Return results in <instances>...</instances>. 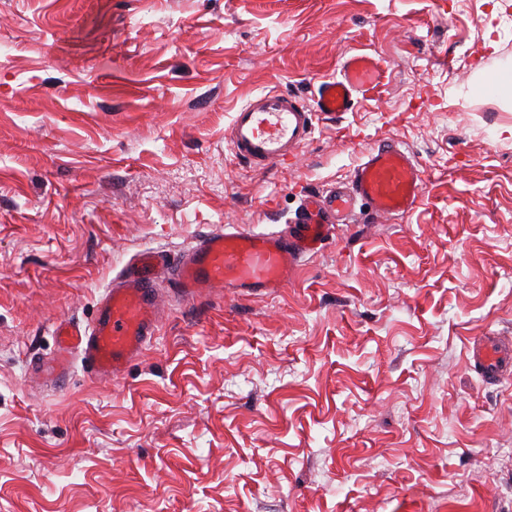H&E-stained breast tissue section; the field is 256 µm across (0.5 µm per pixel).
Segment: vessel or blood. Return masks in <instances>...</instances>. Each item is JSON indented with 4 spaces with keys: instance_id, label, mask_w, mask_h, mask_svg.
I'll return each instance as SVG.
<instances>
[{
    "instance_id": "vessel-or-blood-1",
    "label": "vessel or blood",
    "mask_w": 512,
    "mask_h": 512,
    "mask_svg": "<svg viewBox=\"0 0 512 512\" xmlns=\"http://www.w3.org/2000/svg\"><path fill=\"white\" fill-rule=\"evenodd\" d=\"M382 78L379 59L356 53L345 60L340 77L323 79L313 105L275 91L254 96L236 111L228 129L233 156L260 169L283 161L312 138L317 119L343 118L358 100L381 87ZM422 186L423 169L415 156L399 142L387 141L364 153L349 185L310 195V208L298 223L272 231L219 226L183 255L145 250L106 289L90 322H56L58 353L39 371L48 379L60 377L77 356L94 378L120 377L158 331L153 288L158 269H168L182 303L225 291L237 297L274 293L287 285L303 258L321 251L337 220L348 219L356 202H365L376 215L396 216L417 206ZM468 352L471 366L484 380L512 377L511 343L480 336Z\"/></svg>"
}]
</instances>
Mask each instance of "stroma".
I'll return each mask as SVG.
<instances>
[{"instance_id":"35a3bbf8","label":"stroma","mask_w":512,"mask_h":512,"mask_svg":"<svg viewBox=\"0 0 512 512\" xmlns=\"http://www.w3.org/2000/svg\"><path fill=\"white\" fill-rule=\"evenodd\" d=\"M365 52L385 89L296 157L239 164L264 91L313 103ZM512 0H0V512H512ZM385 140L419 204L357 205L273 294L176 302L110 381L39 382L129 259L293 223ZM484 86L494 90L503 99H512V76L502 71H490L483 75ZM469 362L488 382H501L512 373V344L498 336H480L469 345Z\"/></svg>"}]
</instances>
